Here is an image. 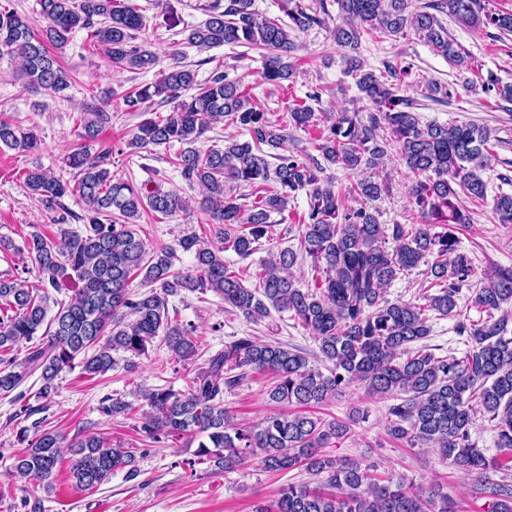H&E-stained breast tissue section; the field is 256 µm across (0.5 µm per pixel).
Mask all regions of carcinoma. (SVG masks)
Segmentation results:
<instances>
[{"label": "carcinoma", "instance_id": "obj_1", "mask_svg": "<svg viewBox=\"0 0 512 512\" xmlns=\"http://www.w3.org/2000/svg\"><path fill=\"white\" fill-rule=\"evenodd\" d=\"M336 3L342 23L334 39L343 50V74L354 80L367 105L324 116L325 129L315 144L318 159L288 145L287 128L313 125L311 106L297 103L286 120L273 121L241 79L216 69L200 83L195 72L181 66L176 49L173 63L156 81L122 95L128 112H146L144 104L155 97L173 104L165 119L141 120L127 146L138 154L182 145L173 166L184 181L206 190L199 207L213 225L216 242L190 233L175 249L147 247L131 228L141 213L173 216L186 210L188 201L159 184L138 186L112 173V150L94 149L109 120L102 110L80 113V143L66 159L76 171L74 181L40 165L27 171L25 187L55 212L59 233L53 239L35 233L21 247L0 238V252L27 256L39 274L36 285L0 276V394L15 391L17 398H25L21 387L37 373L35 396L47 400L56 392L60 373L77 364L96 376L122 360L130 372L161 332L177 357L190 359L197 353L196 328L169 319L168 298L211 290L224 301V311L250 322L290 313L317 340L322 361L331 363L329 374L296 349L240 336L212 355L186 389L140 393L149 407L139 428L143 442L197 438L198 453L226 471L256 458L268 472L300 469L313 477L311 484L282 486L274 500L254 512H460L437 483L426 488L394 484L380 476L378 461L342 460L325 451L349 438L368 409L357 407L346 420H327L315 410L357 385L369 398L392 400L386 410L391 439L411 448L437 447L450 466L471 476V495L489 500L487 512H512V309H504L512 306V268L496 270L487 284L473 281L472 262L458 252L454 234L471 223L469 206L486 199L481 173L493 157L492 132L472 123H422L396 83L410 67L385 61L375 71L366 68L360 55L364 36L393 37L410 28L434 54L470 72L471 62L437 14L474 31L492 27L512 33V9H491L489 0H430L422 11L411 9V0ZM38 5L44 22L38 33L26 16L0 10V59H20V77L27 86L52 94L70 87V73L50 49L62 51L77 30L90 32L120 70L147 72L157 63L156 55L137 42L144 16L134 5L121 0H38ZM253 5L254 0H214L203 23L181 31L182 43L200 51L249 45L263 51L264 82L279 86L293 81L296 39L326 23L327 0H281L285 21L264 17ZM482 89L502 101L499 108L512 104V84L489 77ZM450 96L448 85L425 83L423 97L443 101ZM223 119L249 139L227 138L222 148L195 147ZM40 145L36 127H22L0 113L1 148L32 152ZM392 154L412 175L418 224L388 228L369 209L368 201L388 189L372 171ZM324 162L371 174L338 191L321 177ZM241 186L250 188L246 209L237 203ZM300 192L309 199V211L299 249L270 254L251 274L255 283L247 286L243 275L224 262V253L246 259L259 250L261 240L271 241V215L287 211ZM66 197L82 202L85 214L66 207ZM493 211L498 223L512 224V194L496 195ZM76 218L84 221L81 231L67 227ZM437 224L447 230L434 231ZM178 248L195 253L196 272L173 269ZM305 256L321 274L311 285L292 274ZM422 264L437 293L389 300L387 287ZM135 275L142 276L141 285L149 291L133 290ZM51 289L69 291V300L51 297ZM464 289L470 292V306L485 314L477 323L461 313ZM432 312L456 319V332L466 346L462 356L437 357L424 343ZM22 342L30 347L20 359L13 351ZM119 352L127 357L115 358ZM256 372L271 376L267 395L275 409L253 423H237L224 406V392ZM131 409V403L118 398L101 407L110 418ZM480 417L496 432L498 453L491 457L472 439ZM18 441L24 447L13 459V471L47 494L55 489L64 444L78 488H96L122 468L136 470L137 449L114 445L98 434L66 444L59 432L36 426L32 434L21 429Z\"/></svg>", "mask_w": 512, "mask_h": 512}]
</instances>
